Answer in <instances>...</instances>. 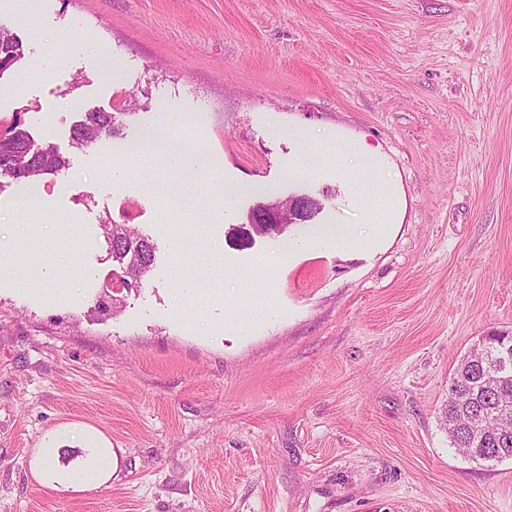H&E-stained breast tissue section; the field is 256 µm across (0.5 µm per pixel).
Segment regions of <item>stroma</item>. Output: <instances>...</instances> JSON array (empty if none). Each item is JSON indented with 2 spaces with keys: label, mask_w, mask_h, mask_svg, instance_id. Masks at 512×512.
<instances>
[{
  "label": "stroma",
  "mask_w": 512,
  "mask_h": 512,
  "mask_svg": "<svg viewBox=\"0 0 512 512\" xmlns=\"http://www.w3.org/2000/svg\"><path fill=\"white\" fill-rule=\"evenodd\" d=\"M0 23L24 52L0 74V125L69 161L34 207L0 182V239L29 223L21 252L53 270L36 288L0 274V512H512V460L464 459L442 422L459 360L512 331V0H32ZM168 107L240 186L211 222L138 178L110 185L105 144H71L84 112L122 111L130 140ZM366 177L393 212L375 248ZM258 184L316 197L317 223L359 244L285 255L306 226L239 236ZM108 215L157 246L117 317L97 308ZM194 235L232 275L186 298ZM92 439L106 484L37 477V449L69 469Z\"/></svg>",
  "instance_id": "obj_1"
}]
</instances>
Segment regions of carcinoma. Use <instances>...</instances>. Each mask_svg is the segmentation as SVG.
Here are the masks:
<instances>
[{"mask_svg": "<svg viewBox=\"0 0 512 512\" xmlns=\"http://www.w3.org/2000/svg\"><path fill=\"white\" fill-rule=\"evenodd\" d=\"M23 55L22 42L0 24V73L10 69ZM121 113L91 111L71 129L77 149L101 141L113 142L120 135ZM68 165L66 158L49 145H31L28 133L15 122L0 131V179L34 186ZM100 228L108 256L119 268L115 284L123 290L139 287L156 260V246L148 236L126 222L108 216ZM512 350V334L489 336L472 349L456 367L448 388L443 420L450 444L472 461L512 460V357L502 367L501 353Z\"/></svg>", "mask_w": 512, "mask_h": 512, "instance_id": "1", "label": "carcinoma"}]
</instances>
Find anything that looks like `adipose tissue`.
I'll return each instance as SVG.
<instances>
[{
	"label": "adipose tissue",
	"mask_w": 512,
	"mask_h": 512,
	"mask_svg": "<svg viewBox=\"0 0 512 512\" xmlns=\"http://www.w3.org/2000/svg\"><path fill=\"white\" fill-rule=\"evenodd\" d=\"M183 123L182 113L167 110L163 123L136 139L133 152L123 153L120 162L113 164L109 178L113 184H124L133 175L132 159L141 156L160 158L170 174L162 184L166 198L181 205L193 222L203 223L209 221L215 211V193L230 198L238 193L239 188L225 181L220 169L209 166L203 152L188 149L175 138V131ZM54 454V449H41L40 462L46 471V479L58 489L85 483L90 475L105 479L112 473V451L108 448L96 449L94 456L79 469L64 475L53 470Z\"/></svg>",
	"instance_id": "ef3b65f1"
}]
</instances>
